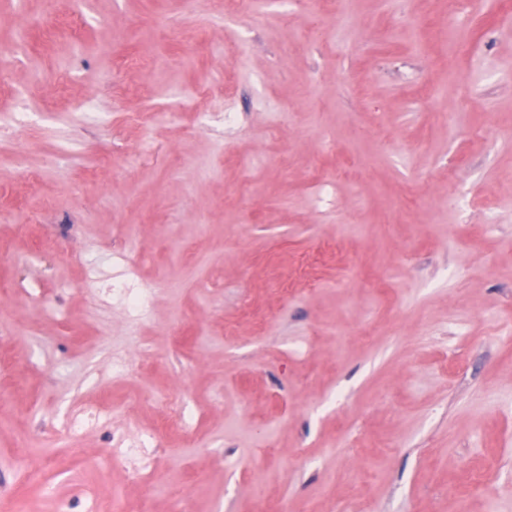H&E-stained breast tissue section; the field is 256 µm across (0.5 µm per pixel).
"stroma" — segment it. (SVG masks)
Listing matches in <instances>:
<instances>
[{
    "mask_svg": "<svg viewBox=\"0 0 512 512\" xmlns=\"http://www.w3.org/2000/svg\"><path fill=\"white\" fill-rule=\"evenodd\" d=\"M430 6L0 0V113L58 116L0 145V505L512 512V20L478 0L452 71L399 23ZM119 276L153 291L129 380ZM149 388L194 414L151 494L124 416L62 429Z\"/></svg>",
    "mask_w": 512,
    "mask_h": 512,
    "instance_id": "1",
    "label": "stroma"
}]
</instances>
